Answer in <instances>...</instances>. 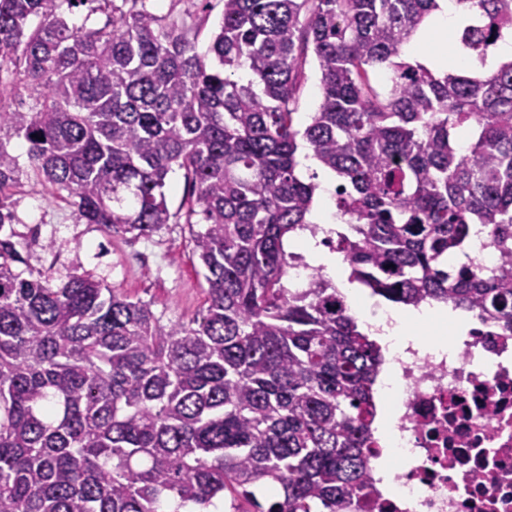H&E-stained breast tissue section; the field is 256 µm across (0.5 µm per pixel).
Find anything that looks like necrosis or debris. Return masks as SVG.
I'll return each instance as SVG.
<instances>
[{
    "mask_svg": "<svg viewBox=\"0 0 512 512\" xmlns=\"http://www.w3.org/2000/svg\"><path fill=\"white\" fill-rule=\"evenodd\" d=\"M398 360L400 440L374 441L365 512H512V336L480 311Z\"/></svg>",
    "mask_w": 512,
    "mask_h": 512,
    "instance_id": "4bbe7bcc",
    "label": "necrosis or debris"
}]
</instances>
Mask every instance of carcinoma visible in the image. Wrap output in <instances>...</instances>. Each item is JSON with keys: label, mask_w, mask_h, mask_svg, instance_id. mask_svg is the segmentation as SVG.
<instances>
[{"label": "carcinoma", "mask_w": 512, "mask_h": 512, "mask_svg": "<svg viewBox=\"0 0 512 512\" xmlns=\"http://www.w3.org/2000/svg\"><path fill=\"white\" fill-rule=\"evenodd\" d=\"M457 2L466 65L438 71L406 50L440 0H224L205 55L143 0H0V137L78 220L137 237L170 223L184 170L208 284L198 315L165 323L89 276L21 277L5 227L24 171L0 140V512L361 508L385 358L323 274L284 285V239L310 224V157L338 178L349 282L512 333V61L472 39L512 38V0ZM86 4L104 23L69 25ZM309 52L321 103L302 124ZM24 95L34 110L11 108ZM475 224L494 272L448 267Z\"/></svg>", "instance_id": "obj_1"}]
</instances>
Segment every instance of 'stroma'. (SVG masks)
<instances>
[{"instance_id": "1", "label": "stroma", "mask_w": 512, "mask_h": 512, "mask_svg": "<svg viewBox=\"0 0 512 512\" xmlns=\"http://www.w3.org/2000/svg\"><path fill=\"white\" fill-rule=\"evenodd\" d=\"M146 7L159 16L174 9L202 17L195 46L203 55L222 18L224 0H146ZM16 215L21 252L51 284L72 274L89 275L152 303L167 322L188 320L201 310L207 284L186 224L168 225L148 238L82 224L65 201L33 177L18 197Z\"/></svg>"}]
</instances>
